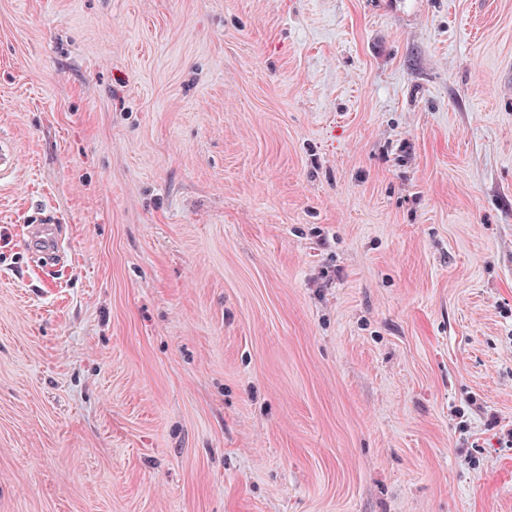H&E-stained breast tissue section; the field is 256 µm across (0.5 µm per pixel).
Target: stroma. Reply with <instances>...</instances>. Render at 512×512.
<instances>
[{
    "instance_id": "obj_1",
    "label": "stroma",
    "mask_w": 512,
    "mask_h": 512,
    "mask_svg": "<svg viewBox=\"0 0 512 512\" xmlns=\"http://www.w3.org/2000/svg\"><path fill=\"white\" fill-rule=\"evenodd\" d=\"M0 140V512H512V0H0Z\"/></svg>"
}]
</instances>
